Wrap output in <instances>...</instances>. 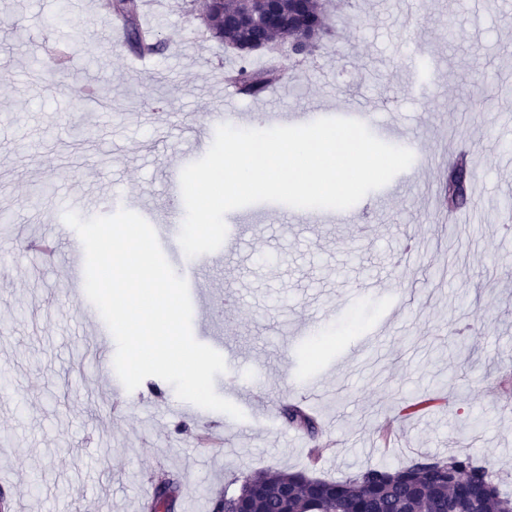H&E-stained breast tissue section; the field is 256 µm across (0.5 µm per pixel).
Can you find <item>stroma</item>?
<instances>
[{
  "label": "stroma",
  "instance_id": "1",
  "mask_svg": "<svg viewBox=\"0 0 512 512\" xmlns=\"http://www.w3.org/2000/svg\"><path fill=\"white\" fill-rule=\"evenodd\" d=\"M419 27L396 0H331L327 34L260 98L224 100L235 51L202 34L191 0H152L144 25L165 41L134 72L93 0H0V495L16 512H144L158 476L179 481L173 512H214L216 498L271 468L341 480L428 455H468L512 494V6L417 0ZM73 58L62 79L44 42ZM433 72H407L404 54ZM364 112L378 139L414 161L349 211L261 202L225 216L227 250L198 286L216 312L202 344L227 369L215 390L244 414L180 403L146 378L111 404L83 277L73 276V211L126 208L151 226L184 212L170 171L199 160L194 133L237 114L264 129ZM454 141L494 215L445 222L430 204ZM57 239L47 260L25 240ZM316 382V436L284 409ZM268 396L263 415L253 395ZM319 448L311 461L310 448ZM38 491H31V484Z\"/></svg>",
  "mask_w": 512,
  "mask_h": 512
}]
</instances>
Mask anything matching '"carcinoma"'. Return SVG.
<instances>
[{
  "label": "carcinoma",
  "instance_id": "cac0c4a2",
  "mask_svg": "<svg viewBox=\"0 0 512 512\" xmlns=\"http://www.w3.org/2000/svg\"><path fill=\"white\" fill-rule=\"evenodd\" d=\"M206 35L240 58L230 77L250 97L264 93L280 80V72L269 66L254 67L247 45L258 42L263 32L253 27L242 31L224 24L216 0H196ZM102 8L124 23L125 41L134 53H159L165 43L147 32L140 21L141 0H104ZM324 0H282L281 13L289 18L282 42H295L325 25ZM448 206L459 208L471 200L466 163L448 171L445 179ZM288 420L314 429L315 418L300 409L288 408ZM178 483L158 478L153 512H171ZM218 507L224 512H512V496L502 492L485 467L468 456L437 460L415 458L395 469L368 467L340 481L313 478L303 471H266L247 477L239 489L224 494Z\"/></svg>",
  "mask_w": 512,
  "mask_h": 512
}]
</instances>
